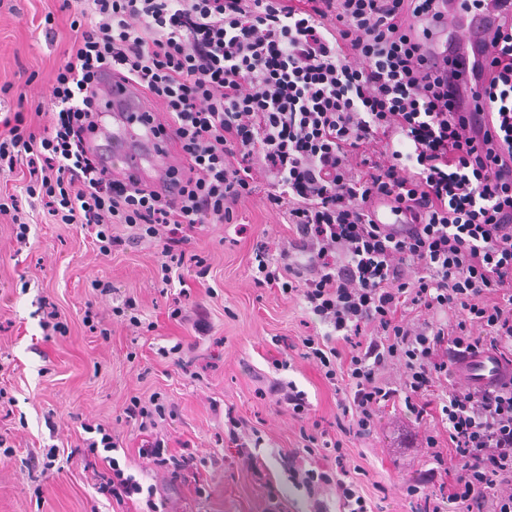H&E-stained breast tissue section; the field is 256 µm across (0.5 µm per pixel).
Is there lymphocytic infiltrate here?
<instances>
[{
  "label": "lymphocytic infiltrate",
  "mask_w": 512,
  "mask_h": 512,
  "mask_svg": "<svg viewBox=\"0 0 512 512\" xmlns=\"http://www.w3.org/2000/svg\"><path fill=\"white\" fill-rule=\"evenodd\" d=\"M75 34L51 89L55 123L0 120V173L26 167L25 192L53 223L86 225L99 254L144 239L158 275L206 224L235 223L267 186L288 241H257L253 282L297 298L328 326L298 355L336 391V435L304 425L291 381L259 389L300 422L331 466L293 478L328 512H374L347 465L348 441L379 413L423 420L446 386L447 443L426 435L454 482L438 495L407 483L411 512H512V384L448 388L467 354L512 355V0H61ZM58 10V11H59ZM111 68L162 107L145 130L171 133L185 162L162 186L108 175L79 137L98 115ZM478 99L473 109L466 102ZM133 228L122 237L115 225ZM403 366L401 386L384 372Z\"/></svg>",
  "instance_id": "obj_1"
}]
</instances>
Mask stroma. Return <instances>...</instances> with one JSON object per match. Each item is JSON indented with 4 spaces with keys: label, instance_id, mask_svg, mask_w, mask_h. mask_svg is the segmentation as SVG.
Wrapping results in <instances>:
<instances>
[{
    "label": "stroma",
    "instance_id": "1",
    "mask_svg": "<svg viewBox=\"0 0 512 512\" xmlns=\"http://www.w3.org/2000/svg\"><path fill=\"white\" fill-rule=\"evenodd\" d=\"M58 0H0V117L42 107L53 112L48 89L73 46ZM57 14L56 43H47L39 23L46 11ZM33 72L24 83L20 71ZM267 234L284 242L288 226L254 194L239 209L237 223L208 224L197 230L193 253L205 257L210 272L186 271L182 282L165 287L155 269L157 248L141 242L102 256L85 226L31 225L28 243L17 242L8 217L0 216V512H146L145 495L124 504L109 501L94 488L101 458H88L84 422L101 424L122 446L114 456L142 486H155L165 512H311L304 488L288 470V451L302 447L299 425L279 407L258 399L263 380L294 381L306 393L316 417L336 422V393L317 368L294 359L278 368L286 352L275 337L291 340L318 333L326 325L305 323L296 301L256 287L253 246ZM111 283L112 292L92 288V280ZM135 300L142 327L129 324L118 309ZM55 305L69 331L45 339L41 322ZM187 309L188 322L171 319L174 308ZM93 312L109 336L90 332L84 322ZM209 327L199 333L194 320ZM153 330H146V323ZM179 354H172L173 346ZM190 363L181 369L179 360ZM161 393L173 406L154 432L171 453L202 459L198 480L171 479L140 456L145 436L128 424L123 409L132 396ZM249 420L251 432L228 439V416ZM438 407L423 421L385 409L373 438L349 443L350 465L361 466L365 491L385 489L383 512H410L404 483L419 479L432 461L419 442L425 431H440ZM263 466L252 472L248 455Z\"/></svg>",
    "mask_w": 512,
    "mask_h": 512
}]
</instances>
